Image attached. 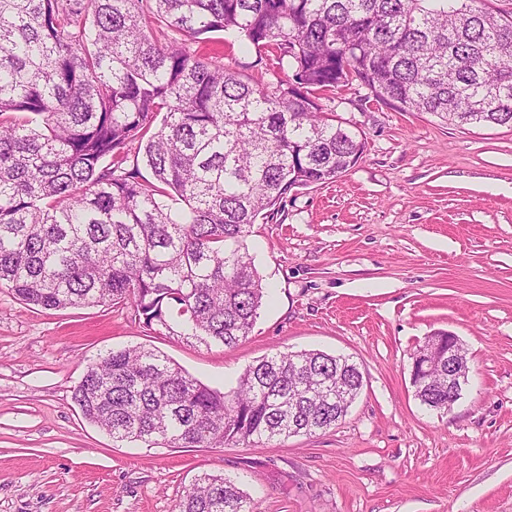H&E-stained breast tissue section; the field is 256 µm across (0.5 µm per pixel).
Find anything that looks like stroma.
Segmentation results:
<instances>
[{"label": "stroma", "instance_id": "35a3bbf8", "mask_svg": "<svg viewBox=\"0 0 512 512\" xmlns=\"http://www.w3.org/2000/svg\"><path fill=\"white\" fill-rule=\"evenodd\" d=\"M208 49L243 79L291 80L236 35ZM353 84L325 112L366 147L335 181L288 192L248 239L267 294L232 349L148 329L133 308L47 310L0 288V512H176L198 475L256 512H512V128L405 112ZM454 334L469 377L447 412L422 406L413 354ZM155 348L227 392L257 360L320 350L363 387L334 428L251 445L113 441L72 398L110 350Z\"/></svg>", "mask_w": 512, "mask_h": 512}]
</instances>
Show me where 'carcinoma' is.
I'll return each instance as SVG.
<instances>
[{
    "mask_svg": "<svg viewBox=\"0 0 512 512\" xmlns=\"http://www.w3.org/2000/svg\"><path fill=\"white\" fill-rule=\"evenodd\" d=\"M220 31L275 50L295 85L191 48ZM353 82L405 111L512 127V17L482 0H0V287L43 309L129 304L150 328L236 347L264 298L253 224L364 152L317 97ZM133 141L148 178L125 168ZM362 387L356 363L300 350L225 393L131 346L89 363L73 399L116 441L212 448L331 429ZM415 396L448 410V365ZM177 510L255 512L207 473Z\"/></svg>",
    "mask_w": 512,
    "mask_h": 512,
    "instance_id": "1",
    "label": "carcinoma"
}]
</instances>
